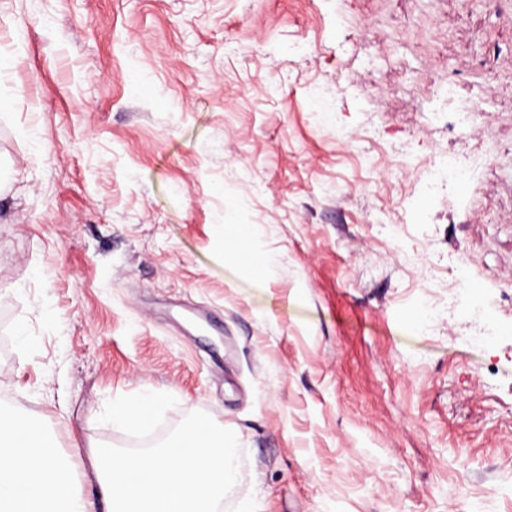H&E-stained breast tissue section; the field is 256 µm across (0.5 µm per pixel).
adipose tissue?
Here are the masks:
<instances>
[{
    "instance_id": "1",
    "label": "adipose tissue",
    "mask_w": 512,
    "mask_h": 512,
    "mask_svg": "<svg viewBox=\"0 0 512 512\" xmlns=\"http://www.w3.org/2000/svg\"><path fill=\"white\" fill-rule=\"evenodd\" d=\"M225 251L253 269L268 258L251 246V227L219 228ZM158 406L152 394L114 406L112 420L148 432ZM55 437L35 418L0 405V512H217L236 479L234 448L212 429L186 422L168 446L143 454L90 448L61 459ZM96 487L83 495L79 484Z\"/></svg>"
}]
</instances>
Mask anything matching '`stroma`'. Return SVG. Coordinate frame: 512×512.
Instances as JSON below:
<instances>
[{"mask_svg":"<svg viewBox=\"0 0 512 512\" xmlns=\"http://www.w3.org/2000/svg\"><path fill=\"white\" fill-rule=\"evenodd\" d=\"M0 58L1 401L129 452L155 390L221 512H512V0H0ZM451 171V173H450ZM465 174L464 170L456 169L448 163V158L434 160L431 162L427 169L426 188L434 190L441 183L446 181L449 176L462 177ZM219 233L224 241L225 253L251 269H263L268 257L251 247V227L248 224H222ZM471 284L463 282L460 288L448 289V304L461 309L469 316L475 329L471 340L476 344H485L492 339L493 331L486 322L484 307L472 296ZM158 398L153 394L138 397L112 408V421L130 428L136 433H147L152 425Z\"/></svg>","mask_w":512,"mask_h":512,"instance_id":"obj_1","label":"stroma"}]
</instances>
